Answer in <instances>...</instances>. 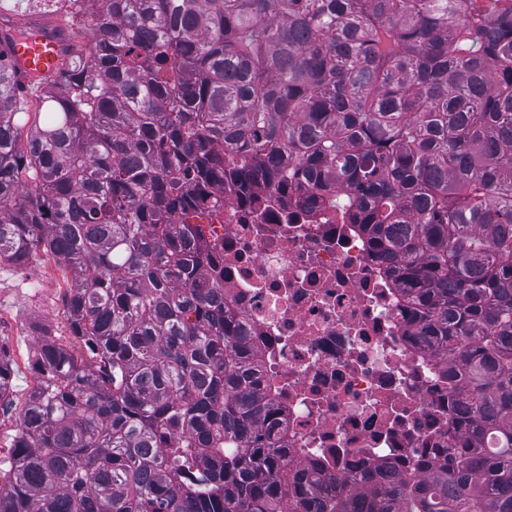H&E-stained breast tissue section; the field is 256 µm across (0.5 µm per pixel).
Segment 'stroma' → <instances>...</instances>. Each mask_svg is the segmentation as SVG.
Returning <instances> with one entry per match:
<instances>
[{"instance_id": "35a3bbf8", "label": "stroma", "mask_w": 512, "mask_h": 512, "mask_svg": "<svg viewBox=\"0 0 512 512\" xmlns=\"http://www.w3.org/2000/svg\"><path fill=\"white\" fill-rule=\"evenodd\" d=\"M92 0L79 10L57 8L49 0H0V23L14 28L23 24L56 22L87 42L93 33ZM71 274L52 256H39L24 267L0 265V351L13 378V390L0 406V458L9 459L16 440L17 422L36 383L35 354L43 338L54 339L79 357H86L82 341L71 336L65 318V298Z\"/></svg>"}]
</instances>
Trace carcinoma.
<instances>
[{
	"label": "carcinoma",
	"instance_id": "carcinoma-1",
	"mask_svg": "<svg viewBox=\"0 0 512 512\" xmlns=\"http://www.w3.org/2000/svg\"><path fill=\"white\" fill-rule=\"evenodd\" d=\"M94 2L33 106L0 30V264L62 260L92 353L41 342L0 512H512V0ZM228 177L303 182L384 255L459 440L301 475L189 222Z\"/></svg>",
	"mask_w": 512,
	"mask_h": 512
}]
</instances>
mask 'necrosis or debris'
I'll return each instance as SVG.
<instances>
[{
	"label": "necrosis or debris",
	"mask_w": 512,
	"mask_h": 512,
	"mask_svg": "<svg viewBox=\"0 0 512 512\" xmlns=\"http://www.w3.org/2000/svg\"><path fill=\"white\" fill-rule=\"evenodd\" d=\"M224 301L261 355L276 417L305 473L404 475L454 433L438 359L406 332L382 259L303 185L245 201L225 182L213 225Z\"/></svg>",
	"instance_id": "4bbe7bcc"
}]
</instances>
